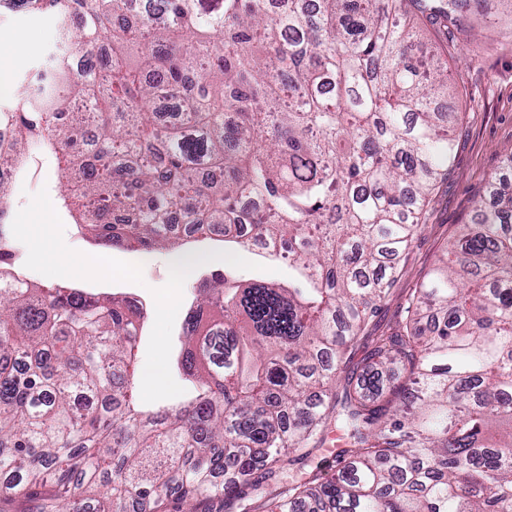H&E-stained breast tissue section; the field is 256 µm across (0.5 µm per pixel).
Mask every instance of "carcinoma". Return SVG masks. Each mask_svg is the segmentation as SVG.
<instances>
[{
    "label": "carcinoma",
    "instance_id": "obj_1",
    "mask_svg": "<svg viewBox=\"0 0 512 512\" xmlns=\"http://www.w3.org/2000/svg\"><path fill=\"white\" fill-rule=\"evenodd\" d=\"M33 4L57 17L61 43L106 38L110 52L101 79L52 57L23 105L0 111L15 173L43 148L63 206L99 241L174 245L180 213L199 238L223 225L226 247L273 260L287 247L306 287L244 283L227 266L199 277L178 361L194 393L148 410L115 383L142 307L13 288L0 272V498L22 491L38 512H512V183L489 181L456 249L411 293L405 328L376 338L336 400L337 370L448 173L458 113L441 50L470 0L282 14L266 0ZM412 4L438 51L407 22ZM78 89L94 115L67 104ZM161 92L187 120L160 121ZM10 186L0 180L3 263ZM335 425L347 442L332 464L278 483Z\"/></svg>",
    "mask_w": 512,
    "mask_h": 512
}]
</instances>
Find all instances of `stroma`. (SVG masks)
Returning <instances> with one entry per match:
<instances>
[{
  "label": "stroma",
  "instance_id": "1",
  "mask_svg": "<svg viewBox=\"0 0 512 512\" xmlns=\"http://www.w3.org/2000/svg\"><path fill=\"white\" fill-rule=\"evenodd\" d=\"M448 43V78L455 91L458 121L452 131L453 160L431 196L423 224L410 249L403 255L391 295L371 317L361 340L351 350L342 376H350L363 363L377 336L392 332L405 318L406 301L420 286L436 260L455 240L458 225L471 221L485 198L494 176L505 174V157L512 152V0H487L459 13ZM25 44L24 62L8 71L0 90V109L18 105L37 66L60 46L58 21L48 11L23 13L0 10V46L14 40ZM12 222L9 238L13 246L12 269L31 283L44 286L85 288L108 292L116 298H139L146 305L147 320L135 354L140 398L159 407L186 397V385L175 359L181 328L194 297L195 279L180 276L171 260L177 248L155 247L132 252L97 244L90 234L79 231L58 199V171L44 166L37 183L22 182L10 196ZM207 255L206 270L231 264L244 282L261 280L287 284V262L272 263L251 253H225L221 243L198 245ZM112 253L133 270L132 277L113 279L111 286L85 283L67 274L62 266L71 254ZM158 369L162 390L149 389L143 378L147 369Z\"/></svg>",
  "mask_w": 512,
  "mask_h": 512
}]
</instances>
